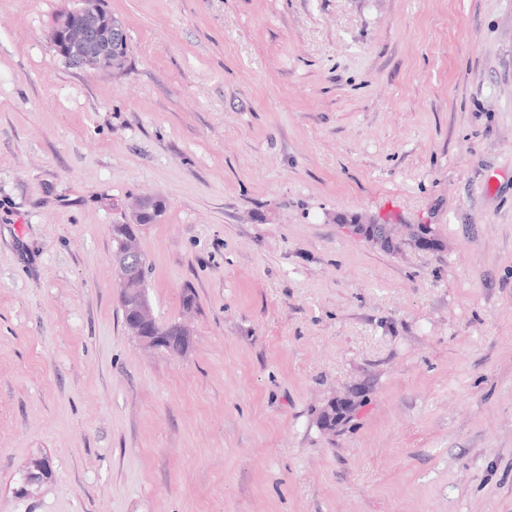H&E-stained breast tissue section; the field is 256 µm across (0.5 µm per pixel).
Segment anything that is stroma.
Segmentation results:
<instances>
[{"instance_id":"stroma-1","label":"stroma","mask_w":512,"mask_h":512,"mask_svg":"<svg viewBox=\"0 0 512 512\" xmlns=\"http://www.w3.org/2000/svg\"><path fill=\"white\" fill-rule=\"evenodd\" d=\"M81 5L0 0V512H512V0H102L119 69ZM143 196L180 356L123 323ZM98 2L85 0L82 8L61 16L53 29L57 43L64 36L66 52L76 65L95 67L102 62L112 63L125 43L126 33L120 22L97 20L100 9L102 19L111 18L100 2L99 9ZM372 225H375L374 222H365L362 219L355 218V224H353V228L356 233L365 237L368 241L373 244L379 246L381 249H386L388 247L391 250H396L400 247L401 241L398 239L393 230H388V232H379L376 231ZM408 240L416 247L426 250L437 248V240L434 236L431 225L410 224L407 232ZM52 475V463L49 457L42 456L32 460L24 473L21 491L30 493Z\"/></svg>"}]
</instances>
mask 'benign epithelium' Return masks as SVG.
Here are the masks:
<instances>
[{"label": "benign epithelium", "instance_id": "7a95c632", "mask_svg": "<svg viewBox=\"0 0 512 512\" xmlns=\"http://www.w3.org/2000/svg\"><path fill=\"white\" fill-rule=\"evenodd\" d=\"M100 9L96 0H84V6L61 16L53 29L55 38H65L70 60L76 65L95 67L102 62L118 57L125 43L126 33L123 25L111 20L109 23L98 20ZM133 220L129 224L112 225V233L118 242L112 255L119 269L122 285L121 297L124 308L129 312L125 320L127 330L147 345L156 346L161 341L162 332L153 316L149 303L145 301L144 280L140 274L143 259L137 247V230L140 222L148 217L158 220L159 211L153 207L150 198L139 200L132 210ZM353 228L356 233L382 249L396 250L401 245L393 230L379 232L372 223L355 219ZM408 240L416 247L426 250L437 248V240L431 225L411 224L408 226ZM52 475V463L49 457L42 456L32 460L24 473L21 491L29 493Z\"/></svg>", "mask_w": 512, "mask_h": 512}]
</instances>
